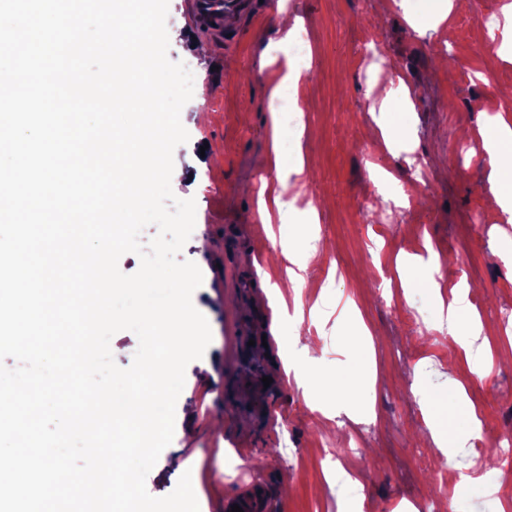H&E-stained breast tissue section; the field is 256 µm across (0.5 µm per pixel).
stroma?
Masks as SVG:
<instances>
[{
    "label": "stroma",
    "mask_w": 512,
    "mask_h": 512,
    "mask_svg": "<svg viewBox=\"0 0 512 512\" xmlns=\"http://www.w3.org/2000/svg\"><path fill=\"white\" fill-rule=\"evenodd\" d=\"M441 2L255 0L249 13L230 17L223 43H209V64L200 69L186 0H169L168 57L196 67L200 85L211 90L184 105L189 139L173 153L197 189L176 184L172 191L196 203L195 227L178 258L203 274L192 302L212 339L185 369L173 440L146 478L152 496L170 494L188 471L199 512H224L226 499L251 487L264 495L267 512H347L355 496L363 512H394L401 502L421 500L444 464L434 454L418 461L413 448L449 380L465 387L491 427H512V364L496 363L487 381H477L481 343L452 352L419 327L433 314L426 272L403 280L396 271L397 257L412 255L421 242L454 259L446 283H467L470 310L490 338L498 336L499 314L512 311V265L497 256L512 244V223L476 221L489 205L483 158L491 101L504 102L502 117L512 124V60L484 48L482 21L489 11L502 16L512 0H467L450 14L447 37L417 23L433 18ZM282 4L303 21L296 37L306 43L308 68L298 95L304 110L281 122L276 149L271 117L291 96L281 78L295 52L270 43ZM391 63L418 94L404 138L390 152L375 145L380 132L370 107L385 94L378 75ZM204 145L217 148L218 158L201 157ZM298 149L312 162L288 175L294 204L275 205L276 156ZM412 151L427 162L420 203L393 224L394 195L380 191L374 173L411 181L405 160ZM314 248L321 262L293 293L281 253L302 260ZM340 297L355 302L373 334L371 350L349 348L355 329L337 319ZM296 331L320 347L305 389L281 358ZM372 375L376 421L325 428L337 379ZM266 376L271 385L263 384ZM358 446L366 460L345 461L355 485L321 479V449ZM234 453L244 473L232 467Z\"/></svg>",
    "instance_id": "obj_1"
}]
</instances>
